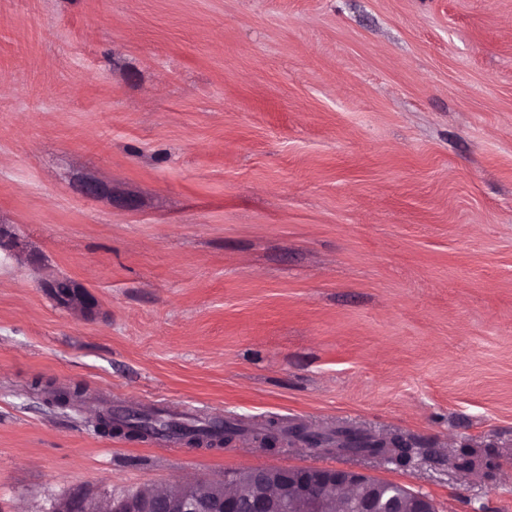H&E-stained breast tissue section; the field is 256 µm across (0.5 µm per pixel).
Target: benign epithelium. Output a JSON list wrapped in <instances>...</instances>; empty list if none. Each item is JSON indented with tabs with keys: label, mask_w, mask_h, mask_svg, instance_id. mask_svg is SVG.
<instances>
[{
	"label": "benign epithelium",
	"mask_w": 512,
	"mask_h": 512,
	"mask_svg": "<svg viewBox=\"0 0 512 512\" xmlns=\"http://www.w3.org/2000/svg\"><path fill=\"white\" fill-rule=\"evenodd\" d=\"M47 288L57 305L66 310L87 309L85 297L70 282L53 281ZM260 485L251 497L252 512H275L277 505L288 506V493L297 498L300 512H334L336 497L345 499L349 512H435L432 501L414 495L410 506L390 496L383 484L359 471L340 468L260 467L256 469ZM108 512H153L154 504L138 492L128 491L107 500ZM165 512H239L237 496L226 494L218 504L202 500L187 491L159 503ZM96 502L83 491L65 499L58 512H94Z\"/></svg>",
	"instance_id": "obj_1"
}]
</instances>
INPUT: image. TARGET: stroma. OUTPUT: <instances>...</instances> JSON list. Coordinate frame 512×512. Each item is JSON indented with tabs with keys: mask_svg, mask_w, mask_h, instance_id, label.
Listing matches in <instances>:
<instances>
[{
	"mask_svg": "<svg viewBox=\"0 0 512 512\" xmlns=\"http://www.w3.org/2000/svg\"><path fill=\"white\" fill-rule=\"evenodd\" d=\"M258 466L512 512V0H0V512ZM65 284L64 286H61ZM47 288L51 295L54 297L57 305L66 310H81L87 309L85 297L82 296L77 289L68 281H53L47 284ZM67 288V289H61ZM63 291V293H61ZM98 428L102 433L112 435L113 431L123 433L129 439L143 440L149 437L160 435L162 432L153 426L148 425H132L129 422H115L112 420V413H101L99 415ZM113 424V427H112ZM119 425L120 427L116 426ZM188 435H190L192 441L200 443L203 440L210 441V444L213 442H219L224 444V441H231L232 437L237 434H242L245 429L240 422H231L224 421V430L222 433H215L212 429L211 424L205 425H196V424H187L182 423Z\"/></svg>",
	"mask_w": 512,
	"mask_h": 512,
	"instance_id": "obj_1",
	"label": "stroma"
}]
</instances>
